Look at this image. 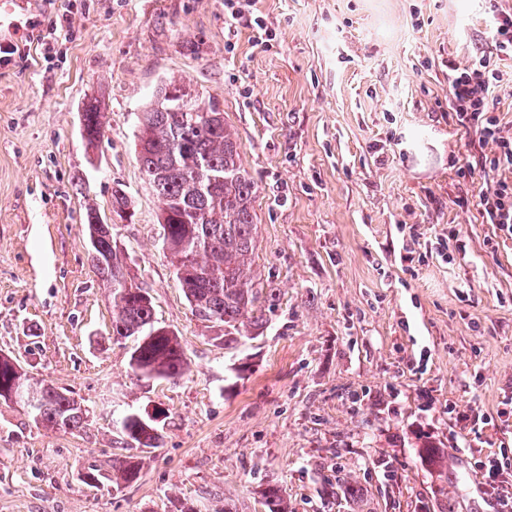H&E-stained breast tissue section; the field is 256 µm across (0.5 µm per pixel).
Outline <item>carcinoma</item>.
<instances>
[{
  "mask_svg": "<svg viewBox=\"0 0 512 512\" xmlns=\"http://www.w3.org/2000/svg\"><path fill=\"white\" fill-rule=\"evenodd\" d=\"M88 143L105 134L102 113L90 107L83 114ZM137 158L158 201L162 242L176 259L177 277L194 313L203 321L224 328L215 340L224 345L238 341L247 328L262 325L254 309L259 291L248 272L255 248L256 187L241 162L242 145L224 122L223 109L213 99L186 95L183 86L169 81L137 115ZM92 267L113 287L128 272L112 246V236L100 234ZM112 336L136 337L130 368L148 378L176 379L188 369L185 351L176 334L155 325L153 305L134 295L112 292ZM43 396L40 422L65 431L83 428L87 410L70 394L50 385L32 387L26 374L0 359V399L17 384ZM125 443L155 448L161 435L153 421L131 414L121 421ZM421 456L437 466L441 450L421 442ZM115 485L138 480L140 463L128 458L112 462ZM261 494L267 512H288L282 489L267 484Z\"/></svg>",
  "mask_w": 512,
  "mask_h": 512,
  "instance_id": "carcinoma-1",
  "label": "carcinoma"
}]
</instances>
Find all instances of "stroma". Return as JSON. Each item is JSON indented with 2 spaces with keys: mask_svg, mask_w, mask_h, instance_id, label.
<instances>
[{
  "mask_svg": "<svg viewBox=\"0 0 512 512\" xmlns=\"http://www.w3.org/2000/svg\"><path fill=\"white\" fill-rule=\"evenodd\" d=\"M243 9L232 24L224 0H33L0 66V353L88 413L71 433L0 401V512H266L267 482L288 512H497L474 461L512 456V240L484 222L497 175L448 115L449 62L494 49L486 0ZM169 80L219 101L256 186L264 327L228 347L185 298L134 151ZM91 106L108 125L95 146ZM91 210L179 336L182 377L135 375V338L113 339ZM151 408L158 447H127L122 419ZM424 436L443 466L421 462ZM125 456L141 473L118 488ZM85 137L89 144L99 142L105 134V126L102 121V112L90 107L83 114Z\"/></svg>",
  "mask_w": 512,
  "mask_h": 512,
  "instance_id": "obj_1",
  "label": "stroma"
}]
</instances>
